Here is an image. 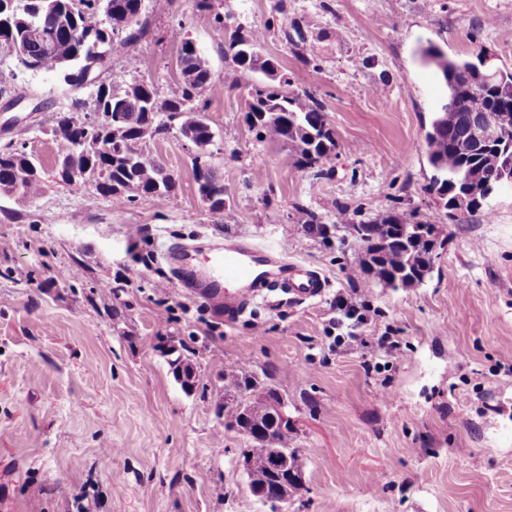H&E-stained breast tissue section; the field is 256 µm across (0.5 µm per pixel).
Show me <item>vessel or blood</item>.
<instances>
[{
    "label": "vessel or blood",
    "instance_id": "b4317fda",
    "mask_svg": "<svg viewBox=\"0 0 512 512\" xmlns=\"http://www.w3.org/2000/svg\"><path fill=\"white\" fill-rule=\"evenodd\" d=\"M287 244L260 248L247 243H208L169 253L176 287L203 297L235 319L263 290L281 291L297 300L323 294L325 277L315 268L289 261Z\"/></svg>",
    "mask_w": 512,
    "mask_h": 512
}]
</instances>
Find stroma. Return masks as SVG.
I'll list each match as a JSON object with an SVG mask.
<instances>
[{
  "label": "stroma",
  "instance_id": "1",
  "mask_svg": "<svg viewBox=\"0 0 512 512\" xmlns=\"http://www.w3.org/2000/svg\"><path fill=\"white\" fill-rule=\"evenodd\" d=\"M214 5L261 28L290 92L323 104L337 148L317 168L246 124L248 91L198 0H144L147 34L104 76L166 99L182 37L207 60L221 87L205 112L211 143L198 148L174 123L139 145L173 176L168 197L119 204L54 177L51 130L92 90H65L59 73L0 48V106L22 101L0 109V151L24 147L49 174L36 197L0 192V512H512V183L473 212L428 192L424 135L444 91L414 56L428 40L512 69V0ZM294 26L300 51L283 36ZM198 158L224 180L223 215L199 194ZM390 215L435 228L418 286L356 272L347 225ZM283 235L289 259L326 276L320 298L267 292L229 323L169 284L171 247ZM344 292L370 307L358 333L393 337L400 359L335 349ZM180 356L189 390L173 374ZM240 370L279 392L294 422L302 489L277 509L250 492L240 451L251 442L219 406L225 373Z\"/></svg>",
  "mask_w": 512,
  "mask_h": 512
}]
</instances>
